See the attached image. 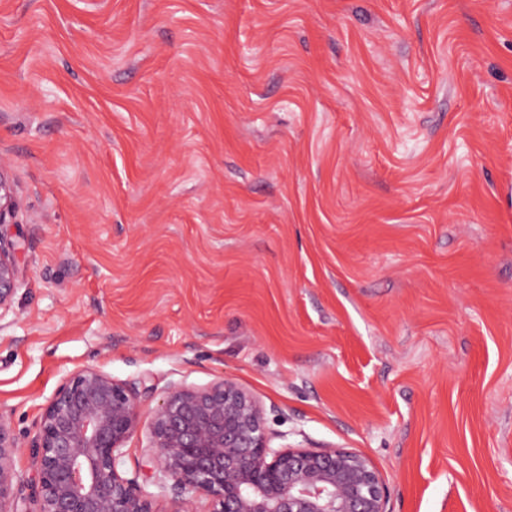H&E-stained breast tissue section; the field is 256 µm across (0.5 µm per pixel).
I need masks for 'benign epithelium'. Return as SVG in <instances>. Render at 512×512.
I'll return each instance as SVG.
<instances>
[{"label": "benign epithelium", "mask_w": 512, "mask_h": 512, "mask_svg": "<svg viewBox=\"0 0 512 512\" xmlns=\"http://www.w3.org/2000/svg\"><path fill=\"white\" fill-rule=\"evenodd\" d=\"M0 159V320L20 288L22 242L3 227L18 208ZM156 484L169 512H388L389 489L363 456L339 448L270 446L261 399L222 376L203 388L172 385L149 412ZM142 419L138 389L86 367L45 405L32 449L36 512H157L155 495L120 471ZM17 439L0 419V512H24Z\"/></svg>", "instance_id": "7a95c632"}]
</instances>
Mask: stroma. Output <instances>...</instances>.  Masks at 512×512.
<instances>
[{
    "mask_svg": "<svg viewBox=\"0 0 512 512\" xmlns=\"http://www.w3.org/2000/svg\"><path fill=\"white\" fill-rule=\"evenodd\" d=\"M0 158L22 447L76 369L224 375L390 512H512V0H0ZM7 163L0 158V320L12 312L15 294L20 288L19 255L22 242L12 239L3 227L13 223L18 208L13 182L4 173Z\"/></svg>",
    "mask_w": 512,
    "mask_h": 512,
    "instance_id": "35a3bbf8",
    "label": "stroma"
}]
</instances>
